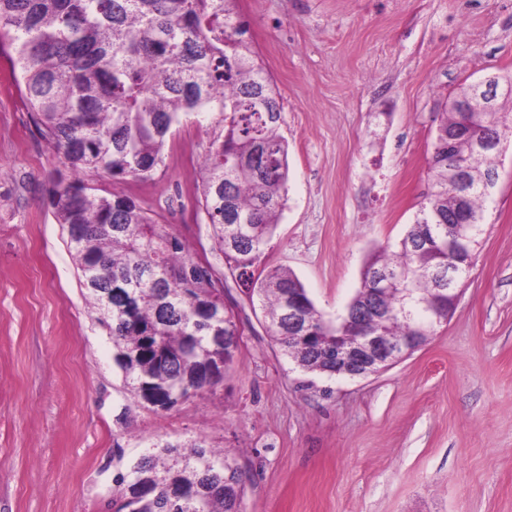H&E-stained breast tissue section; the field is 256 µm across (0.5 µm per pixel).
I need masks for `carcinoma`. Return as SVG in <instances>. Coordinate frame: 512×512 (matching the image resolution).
I'll list each match as a JSON object with an SVG mask.
<instances>
[{
  "label": "carcinoma",
  "instance_id": "carcinoma-1",
  "mask_svg": "<svg viewBox=\"0 0 512 512\" xmlns=\"http://www.w3.org/2000/svg\"><path fill=\"white\" fill-rule=\"evenodd\" d=\"M238 0H0V49L42 137L68 175L51 189L54 215L98 321L116 349L131 393L162 409L224 380L240 335L224 281L178 236L121 192L97 193L88 178L120 184L163 164L182 116L218 112L223 130L200 165L198 210L232 279L257 298L266 331L306 374L336 375V355L364 336H386L409 354L448 321L440 274L475 259L479 241L453 227L485 224L484 185L493 159L458 137L463 122L487 138L512 140V113H438L431 189L397 250H374L361 287L332 320L288 268L255 271L287 195L282 107L257 61ZM469 169L466 200L448 171ZM117 512H243L244 483L228 453L200 443L166 444L115 479Z\"/></svg>",
  "mask_w": 512,
  "mask_h": 512
}]
</instances>
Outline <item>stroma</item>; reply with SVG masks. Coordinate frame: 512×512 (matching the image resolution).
<instances>
[{
  "label": "stroma",
  "instance_id": "35a3bbf8",
  "mask_svg": "<svg viewBox=\"0 0 512 512\" xmlns=\"http://www.w3.org/2000/svg\"><path fill=\"white\" fill-rule=\"evenodd\" d=\"M239 13L288 143L261 260L333 317L428 192L443 103L461 83L512 75V0H239ZM222 129L216 112L182 117L152 177L95 180L219 269L194 161ZM65 171L1 58L0 512H115L117 474L160 440L227 449L244 512H512V143L475 264L425 346L367 378L308 377L230 279L234 361L169 410L133 398L83 296L50 200Z\"/></svg>",
  "mask_w": 512,
  "mask_h": 512
}]
</instances>
